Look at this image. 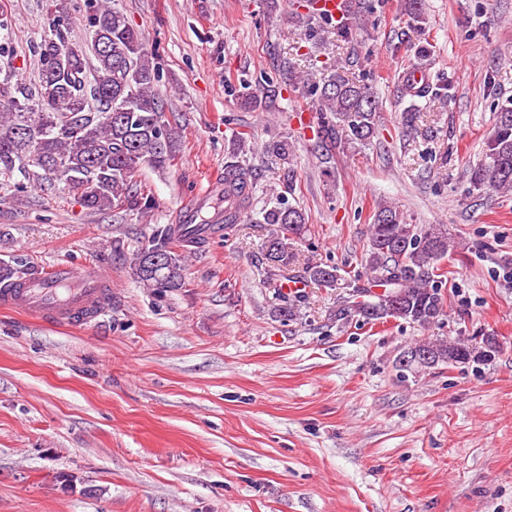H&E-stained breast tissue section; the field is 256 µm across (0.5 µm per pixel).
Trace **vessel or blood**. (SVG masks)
Returning a JSON list of instances; mask_svg holds the SVG:
<instances>
[{
	"label": "vessel or blood",
	"mask_w": 512,
	"mask_h": 512,
	"mask_svg": "<svg viewBox=\"0 0 512 512\" xmlns=\"http://www.w3.org/2000/svg\"><path fill=\"white\" fill-rule=\"evenodd\" d=\"M0 307L55 325H84L111 310L112 284L96 266L59 264L1 288Z\"/></svg>",
	"instance_id": "1"
}]
</instances>
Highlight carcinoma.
Returning a JSON list of instances; mask_svg holds the SVG:
<instances>
[{
    "mask_svg": "<svg viewBox=\"0 0 512 512\" xmlns=\"http://www.w3.org/2000/svg\"><path fill=\"white\" fill-rule=\"evenodd\" d=\"M375 9V0H347L344 16L334 23L311 2L293 18L308 42L333 25L337 37L350 41ZM73 10L85 13L90 41L70 39V13L60 9L57 0H47L50 34L37 45L35 89L0 84V174L22 176L13 184L17 193L47 179L64 183L93 211L147 210L151 199L134 188L132 178L142 164L163 166L172 158V130L155 90L159 68L122 12L104 0H84L73 4ZM404 10L415 29H425L423 0H405ZM281 76L302 95L317 98V134L325 162H331L336 150L364 144L376 134L380 107L369 79L350 78L337 64L328 66L319 83L286 65ZM447 90L449 84L440 80L423 86L402 82V95L409 98L406 125L415 122L420 100L440 98ZM241 96L244 107L266 112L274 90L254 87ZM249 177L240 165L224 167V223L211 224L210 229L227 231L240 223L249 203ZM468 184L470 195L512 190V99L498 106L485 154L470 165ZM307 222L302 210L293 206L280 203L264 211L262 223L270 226L263 253L269 280H288L292 240L305 232ZM179 240L172 227H155L131 260L140 283L148 288L182 285L185 264L175 251ZM449 247L448 232L441 226L410 224L399 207L379 206L362 264L367 284L356 290L360 299L336 305L333 318L341 324L356 317L383 324L401 319L421 327L439 323L445 301L440 263ZM300 280L332 289L342 276L336 266L317 262L305 268ZM462 346L480 352L475 364L487 363L497 353L475 337H428L417 350L445 356L430 364L433 368L448 364L446 356Z\"/></svg>",
    "mask_w": 512,
    "mask_h": 512,
    "instance_id": "cac0c4a2",
    "label": "carcinoma"
}]
</instances>
